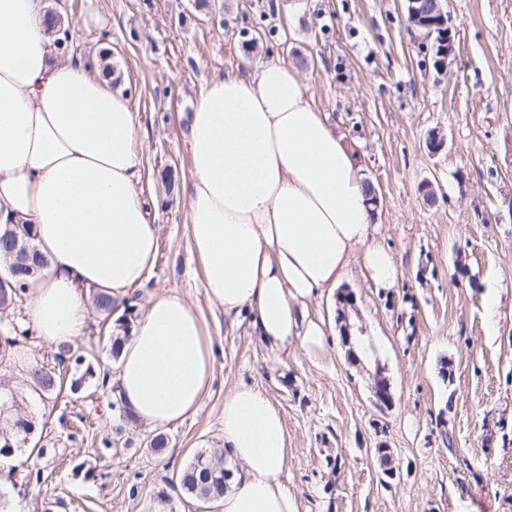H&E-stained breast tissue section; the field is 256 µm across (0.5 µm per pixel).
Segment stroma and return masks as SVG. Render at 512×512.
Returning <instances> with one entry per match:
<instances>
[{"instance_id": "35a3bbf8", "label": "stroma", "mask_w": 512, "mask_h": 512, "mask_svg": "<svg viewBox=\"0 0 512 512\" xmlns=\"http://www.w3.org/2000/svg\"><path fill=\"white\" fill-rule=\"evenodd\" d=\"M44 2L64 16L63 55L106 56L144 146L137 189L158 248L130 291L134 314L173 292L223 352L197 412L158 427L119 415L116 319L89 314L62 366L31 335L27 355L61 367L64 382L19 403L39 453L0 468V512H216L171 484L199 449L222 447L224 395L239 383L284 415L282 480L301 512H512V0H448L457 53L444 74L403 0ZM272 59L296 66L356 155L377 195L374 236L397 266L392 288H374L354 263L306 301L326 323L317 355L276 356L247 320L225 319L188 249L185 116L213 77ZM434 132L445 140L436 154ZM346 322L366 342L355 360ZM378 374L394 397L384 410L371 397ZM159 433L162 458L150 448Z\"/></svg>"}]
</instances>
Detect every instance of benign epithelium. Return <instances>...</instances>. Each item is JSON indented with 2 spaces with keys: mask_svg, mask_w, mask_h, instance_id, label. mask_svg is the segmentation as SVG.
I'll use <instances>...</instances> for the list:
<instances>
[{
  "mask_svg": "<svg viewBox=\"0 0 512 512\" xmlns=\"http://www.w3.org/2000/svg\"><path fill=\"white\" fill-rule=\"evenodd\" d=\"M410 23L434 38V54L439 72L447 71L456 56V35L450 25L447 0H406ZM374 404L379 408L392 405L386 380L375 377L371 386Z\"/></svg>",
  "mask_w": 512,
  "mask_h": 512,
  "instance_id": "7a95c632",
  "label": "benign epithelium"
}]
</instances>
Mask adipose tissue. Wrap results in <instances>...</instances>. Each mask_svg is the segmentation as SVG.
I'll return each mask as SVG.
<instances>
[{
    "instance_id": "1",
    "label": "adipose tissue",
    "mask_w": 512,
    "mask_h": 512,
    "mask_svg": "<svg viewBox=\"0 0 512 512\" xmlns=\"http://www.w3.org/2000/svg\"><path fill=\"white\" fill-rule=\"evenodd\" d=\"M186 121L190 248L225 318L249 315L279 354L315 353L325 324L295 302L336 287L355 261L374 287H394L397 266L374 237L356 156L294 66L270 60L212 79ZM141 158L126 97L101 66L60 59L43 0H0V224L32 225L50 263L28 284L31 324L45 341L81 334L89 291L125 303L152 268L157 227L136 188ZM215 354L188 302L153 298L120 350L124 407L156 426L183 421L212 381ZM223 439L218 512H299L281 479L284 417L261 389L225 394Z\"/></svg>"
}]
</instances>
